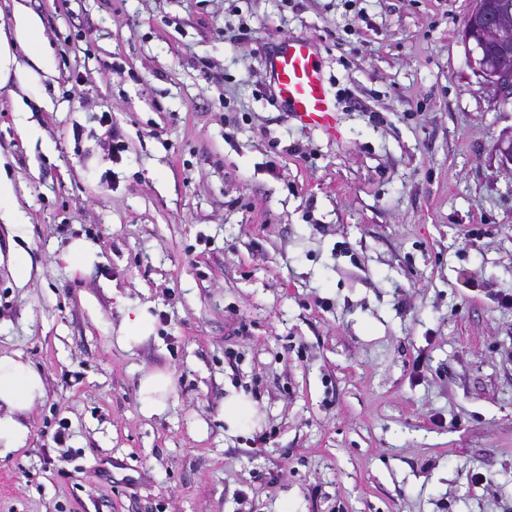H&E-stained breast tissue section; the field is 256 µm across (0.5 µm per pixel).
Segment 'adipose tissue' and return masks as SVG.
I'll return each instance as SVG.
<instances>
[{"label": "adipose tissue", "mask_w": 512, "mask_h": 512, "mask_svg": "<svg viewBox=\"0 0 512 512\" xmlns=\"http://www.w3.org/2000/svg\"><path fill=\"white\" fill-rule=\"evenodd\" d=\"M42 24L38 15L18 12L12 33L0 29V83L6 82L16 64V49L38 51ZM174 390L169 373L154 371L139 382V403L143 415L163 414ZM45 396L41 374L21 356L0 355V457L23 447L29 430L24 416Z\"/></svg>", "instance_id": "obj_1"}]
</instances>
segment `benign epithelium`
<instances>
[{"instance_id":"obj_1","label":"benign epithelium","mask_w":512,"mask_h":512,"mask_svg":"<svg viewBox=\"0 0 512 512\" xmlns=\"http://www.w3.org/2000/svg\"><path fill=\"white\" fill-rule=\"evenodd\" d=\"M466 41L473 44L469 58L475 73L484 82L496 86L504 100L512 98V59L505 56L495 62H489L485 56V44L489 39L499 41L512 40V23L509 22V8L503 7L501 14L488 19L479 29L464 27Z\"/></svg>"}]
</instances>
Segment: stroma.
Masks as SVG:
<instances>
[{
    "mask_svg": "<svg viewBox=\"0 0 512 512\" xmlns=\"http://www.w3.org/2000/svg\"><path fill=\"white\" fill-rule=\"evenodd\" d=\"M471 6L0 0L50 54L0 86V355L46 386L0 512H512V102L470 66ZM284 37L315 40L335 131L277 103ZM135 304L155 333L126 350ZM232 390L259 416L234 436ZM17 211L13 205L11 182L0 171V221L4 219L6 224H14L11 221L17 219ZM99 251L97 245L87 239L72 241L63 255V259L74 269H81L92 265ZM173 390L169 373L154 371L143 375L139 382V403L143 415L152 417L163 414Z\"/></svg>",
    "mask_w": 512,
    "mask_h": 512,
    "instance_id": "1",
    "label": "stroma"
}]
</instances>
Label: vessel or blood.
I'll list each match as a JSON object with an SVG mask.
<instances>
[{
  "mask_svg": "<svg viewBox=\"0 0 512 512\" xmlns=\"http://www.w3.org/2000/svg\"><path fill=\"white\" fill-rule=\"evenodd\" d=\"M270 76L280 104L302 126L335 130L315 43L305 37L278 41L270 59Z\"/></svg>",
  "mask_w": 512,
  "mask_h": 512,
  "instance_id": "b4317fda",
  "label": "vessel or blood"
}]
</instances>
